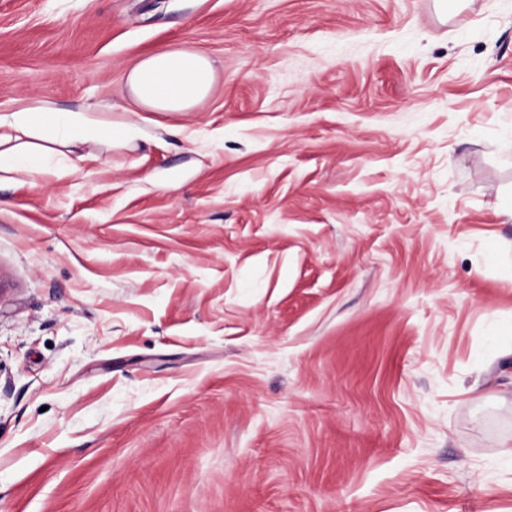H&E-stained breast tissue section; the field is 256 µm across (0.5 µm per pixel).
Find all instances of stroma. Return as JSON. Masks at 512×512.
<instances>
[{"instance_id":"stroma-1","label":"stroma","mask_w":512,"mask_h":512,"mask_svg":"<svg viewBox=\"0 0 512 512\" xmlns=\"http://www.w3.org/2000/svg\"><path fill=\"white\" fill-rule=\"evenodd\" d=\"M25 98L140 137L0 183V512H512V0H0ZM215 70L202 52L170 48L137 61L127 72L130 104L157 112L181 114L212 91Z\"/></svg>"}]
</instances>
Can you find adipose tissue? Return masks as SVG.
Returning <instances> with one entry per match:
<instances>
[{"label":"adipose tissue","instance_id":"adipose-tissue-1","mask_svg":"<svg viewBox=\"0 0 512 512\" xmlns=\"http://www.w3.org/2000/svg\"><path fill=\"white\" fill-rule=\"evenodd\" d=\"M215 84V70L204 53L170 48L137 61L127 72L130 103L136 108L181 114L205 99ZM109 137L120 144L135 139L134 128L98 118L96 109L64 112L47 102L22 100L0 114V176L31 180L63 178L78 172L73 159H62L74 142L98 143Z\"/></svg>","mask_w":512,"mask_h":512}]
</instances>
